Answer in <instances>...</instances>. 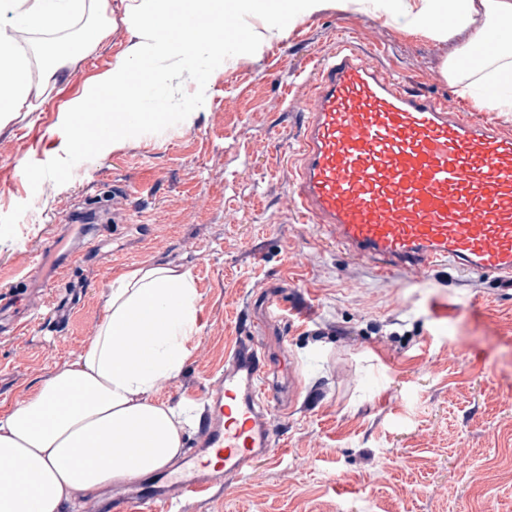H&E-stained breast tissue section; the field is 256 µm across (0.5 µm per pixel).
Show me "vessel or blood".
I'll list each match as a JSON object with an SVG mask.
<instances>
[{
  "label": "vessel or blood",
  "mask_w": 512,
  "mask_h": 512,
  "mask_svg": "<svg viewBox=\"0 0 512 512\" xmlns=\"http://www.w3.org/2000/svg\"><path fill=\"white\" fill-rule=\"evenodd\" d=\"M290 203L328 244L386 277L451 266L512 287V134L414 90L343 39L317 64ZM258 336L237 337L176 464L133 478L126 512H171L282 450ZM111 492L95 503L112 512Z\"/></svg>",
  "instance_id": "b4317fda"
}]
</instances>
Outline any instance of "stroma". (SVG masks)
Returning a JSON list of instances; mask_svg holds the SVG:
<instances>
[{"label":"stroma","mask_w":512,"mask_h":512,"mask_svg":"<svg viewBox=\"0 0 512 512\" xmlns=\"http://www.w3.org/2000/svg\"><path fill=\"white\" fill-rule=\"evenodd\" d=\"M111 4L107 36L42 93L38 111L0 122V292L43 250L41 279L72 309L61 323L31 314L41 279L17 297V329H0V415L75 360L116 275L162 263L191 271L199 312L190 354L155 401L198 416L226 349L260 325L285 450L174 512H512V288L449 267L378 276L290 205L308 76L342 33L371 65L469 109L440 72L459 38L439 42L331 0L228 72L198 62L210 78L186 87L193 124L173 99L136 136L73 152L71 102L132 41L120 0ZM115 187L124 223L99 225L91 252L64 263L70 215Z\"/></svg>","instance_id":"1"}]
</instances>
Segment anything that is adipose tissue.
Returning <instances> with one entry per match:
<instances>
[{
    "instance_id": "1",
    "label": "adipose tissue",
    "mask_w": 512,
    "mask_h": 512,
    "mask_svg": "<svg viewBox=\"0 0 512 512\" xmlns=\"http://www.w3.org/2000/svg\"><path fill=\"white\" fill-rule=\"evenodd\" d=\"M437 41L461 37L442 77L465 84L477 104L512 112V0H342ZM327 0H128L123 22L132 44L75 101L116 108L94 129L74 127L72 147L95 151L132 136L145 118L146 94L182 90L193 60L226 70L244 53L284 38ZM109 0H0L29 48L0 36V120L38 108L36 83L57 84L69 64L103 37ZM480 55L472 49L478 42ZM198 294L189 271L145 265L116 276L107 312L77 359L0 417V512H60L63 503L169 465L183 427L174 408L154 402L160 380L179 372L196 332Z\"/></svg>"
}]
</instances>
